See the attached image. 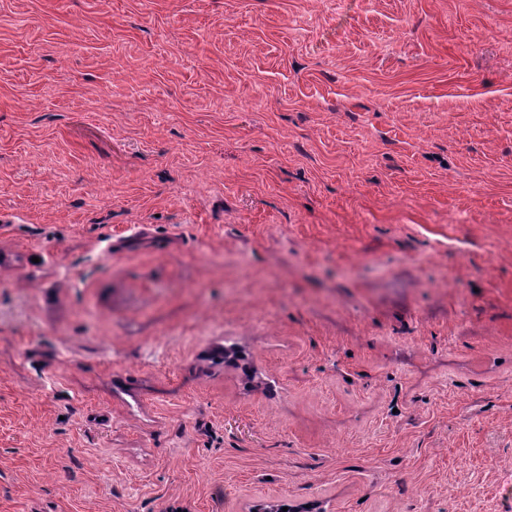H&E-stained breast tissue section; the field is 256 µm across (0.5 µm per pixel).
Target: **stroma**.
<instances>
[{"instance_id": "1", "label": "stroma", "mask_w": 512, "mask_h": 512, "mask_svg": "<svg viewBox=\"0 0 512 512\" xmlns=\"http://www.w3.org/2000/svg\"><path fill=\"white\" fill-rule=\"evenodd\" d=\"M283 505L512 512V0H0V512Z\"/></svg>"}]
</instances>
